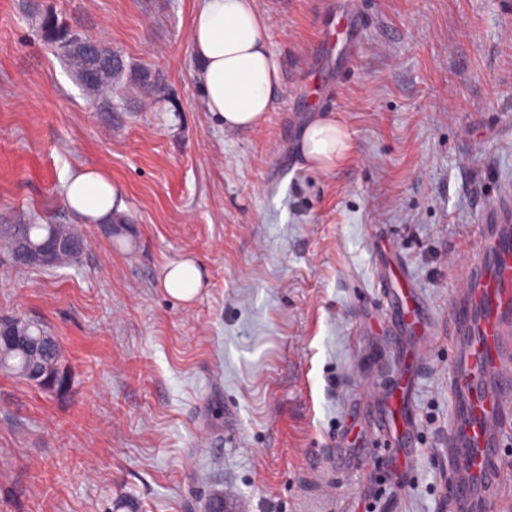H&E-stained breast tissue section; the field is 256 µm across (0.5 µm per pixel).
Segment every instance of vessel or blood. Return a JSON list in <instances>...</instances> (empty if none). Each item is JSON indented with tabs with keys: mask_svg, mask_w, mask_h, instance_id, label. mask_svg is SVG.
Here are the masks:
<instances>
[{
	"mask_svg": "<svg viewBox=\"0 0 512 512\" xmlns=\"http://www.w3.org/2000/svg\"><path fill=\"white\" fill-rule=\"evenodd\" d=\"M478 257L464 270L448 322L451 366L452 512H489L500 483L495 460L512 414V205L485 212ZM399 324L418 328L421 303L400 296Z\"/></svg>",
	"mask_w": 512,
	"mask_h": 512,
	"instance_id": "vessel-or-blood-1",
	"label": "vessel or blood"
}]
</instances>
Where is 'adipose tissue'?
Returning a JSON list of instances; mask_svg holds the SVG:
<instances>
[{
  "label": "adipose tissue",
  "instance_id": "adipose-tissue-1",
  "mask_svg": "<svg viewBox=\"0 0 512 512\" xmlns=\"http://www.w3.org/2000/svg\"><path fill=\"white\" fill-rule=\"evenodd\" d=\"M190 45L200 63L198 80L207 111L228 129H255L271 109L280 68L268 47V26L255 0H203L192 18ZM350 139L332 117L305 127L299 152L314 169H335L347 157ZM64 199L73 211L98 222L111 221L124 208L119 186L104 172L82 168L71 173ZM203 282V270L190 259L169 264L163 287L174 299L191 301Z\"/></svg>",
  "mask_w": 512,
  "mask_h": 512
}]
</instances>
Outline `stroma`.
Instances as JSON below:
<instances>
[{"label": "stroma", "mask_w": 512, "mask_h": 512, "mask_svg": "<svg viewBox=\"0 0 512 512\" xmlns=\"http://www.w3.org/2000/svg\"><path fill=\"white\" fill-rule=\"evenodd\" d=\"M200 5L0 0V226L87 242L53 273L0 249V316L55 336L70 378L0 373V512H206L217 493L224 512H450L448 343L413 374L403 454L392 304L410 288L447 326L512 188V0H256L281 81L235 131L204 106ZM47 12L122 57L108 103L44 42ZM323 115L352 143L330 171L296 150ZM84 167L122 189L126 223L67 207ZM184 258L205 276L188 304L162 286Z\"/></svg>", "instance_id": "35a3bbf8"}]
</instances>
